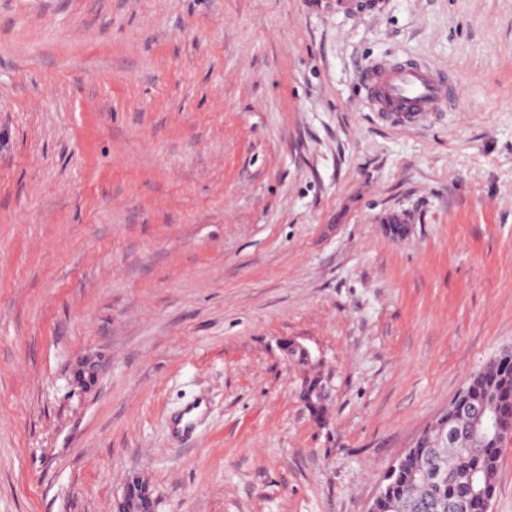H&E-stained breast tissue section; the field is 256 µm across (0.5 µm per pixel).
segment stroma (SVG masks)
Segmentation results:
<instances>
[{
	"instance_id": "obj_1",
	"label": "stroma",
	"mask_w": 512,
	"mask_h": 512,
	"mask_svg": "<svg viewBox=\"0 0 512 512\" xmlns=\"http://www.w3.org/2000/svg\"><path fill=\"white\" fill-rule=\"evenodd\" d=\"M311 2L0 0V512H365L512 348V0ZM393 52L459 109L379 122ZM327 8L345 17L374 16L382 13L386 0H326ZM358 81L367 106L393 127L424 128L460 105L452 72L404 53L369 61ZM135 484L139 487L137 496H132L128 487ZM151 493L148 482L138 475L131 476L126 481L121 495L116 497L113 503V512H144L149 501Z\"/></svg>"
}]
</instances>
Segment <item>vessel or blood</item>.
I'll use <instances>...</instances> for the list:
<instances>
[{
    "label": "vessel or blood",
    "mask_w": 512,
    "mask_h": 512,
    "mask_svg": "<svg viewBox=\"0 0 512 512\" xmlns=\"http://www.w3.org/2000/svg\"><path fill=\"white\" fill-rule=\"evenodd\" d=\"M336 14L374 16L384 11L385 0H327ZM367 106L386 124L420 129L440 121L460 104L456 76L430 62L397 53L369 61L358 75Z\"/></svg>",
    "instance_id": "vessel-or-blood-1"
}]
</instances>
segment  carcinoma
Instances as JSON below:
<instances>
[{
    "label": "carcinoma",
    "mask_w": 512,
    "mask_h": 512,
    "mask_svg": "<svg viewBox=\"0 0 512 512\" xmlns=\"http://www.w3.org/2000/svg\"><path fill=\"white\" fill-rule=\"evenodd\" d=\"M493 393L506 417L512 416V352L504 353L474 374L465 396L476 404ZM504 440L479 434L452 447L428 436L423 445L408 449L386 489L384 512H484L457 480L464 469L477 473L495 490V479Z\"/></svg>",
    "instance_id": "obj_1"
}]
</instances>
